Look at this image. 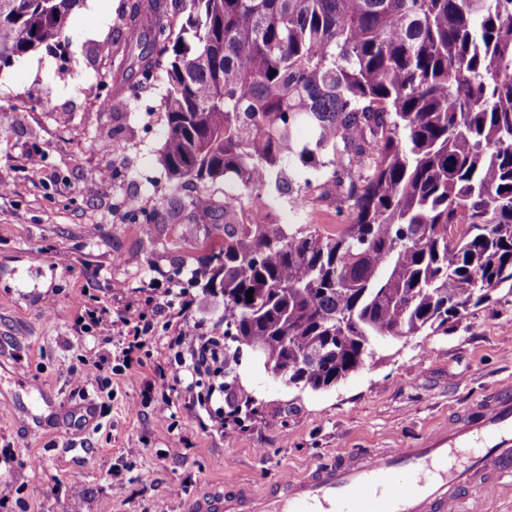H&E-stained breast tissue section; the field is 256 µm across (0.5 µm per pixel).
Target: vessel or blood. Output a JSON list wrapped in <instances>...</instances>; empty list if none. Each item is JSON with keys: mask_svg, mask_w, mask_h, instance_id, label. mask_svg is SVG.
Wrapping results in <instances>:
<instances>
[{"mask_svg": "<svg viewBox=\"0 0 512 512\" xmlns=\"http://www.w3.org/2000/svg\"><path fill=\"white\" fill-rule=\"evenodd\" d=\"M405 472L408 484L395 488ZM512 476V389L466 406L448 427L407 448L354 450L283 478L260 495L237 490L196 499L190 512H456L467 491Z\"/></svg>", "mask_w": 512, "mask_h": 512, "instance_id": "b4317fda", "label": "vessel or blood"}]
</instances>
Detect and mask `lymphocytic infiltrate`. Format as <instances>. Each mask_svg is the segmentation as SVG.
Segmentation results:
<instances>
[{"label": "lymphocytic infiltrate", "mask_w": 512, "mask_h": 512, "mask_svg": "<svg viewBox=\"0 0 512 512\" xmlns=\"http://www.w3.org/2000/svg\"><path fill=\"white\" fill-rule=\"evenodd\" d=\"M142 292V298L128 302L119 315L113 314L111 306L105 304L86 309L89 325L103 344L90 363L91 372L98 375L117 373L130 383H139L135 368L143 362L148 339L158 326L174 325L178 331L172 344L177 349L179 368L170 375L159 364L155 372L158 378L168 377L174 385L192 389L203 363L223 361V344L219 338L204 334L187 320L186 312L194 301L186 292L160 287L155 277L144 282ZM116 336L121 337L122 346L114 352L110 344Z\"/></svg>", "instance_id": "f902f5d3"}]
</instances>
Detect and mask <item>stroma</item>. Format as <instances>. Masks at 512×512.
Listing matches in <instances>:
<instances>
[{
	"label": "stroma",
	"mask_w": 512,
	"mask_h": 512,
	"mask_svg": "<svg viewBox=\"0 0 512 512\" xmlns=\"http://www.w3.org/2000/svg\"><path fill=\"white\" fill-rule=\"evenodd\" d=\"M133 0H83L55 52H29L0 69V398L43 390L67 404L91 402V419L44 425L23 412L0 413V512H187L190 501L248 486L262 490L285 472L364 448L413 444L453 420L493 388L512 384V289L449 323L378 342L375 355L335 387L286 386L241 348L233 367L238 399L252 398L234 439L216 426L225 397L197 387L174 393L155 383L154 363L177 364L167 344L175 329L150 338L140 372L151 387L90 374L98 338L82 329L83 305L113 311L139 299L153 272L176 276L202 266L212 241L177 203L185 196L161 162L165 86L152 79L130 93L124 32ZM47 99L49 110L36 109ZM41 154L32 173L30 155ZM105 167L108 179H90ZM157 210L162 223L143 230L127 203ZM253 205L275 224L337 229L329 202L293 199L267 185ZM186 291L190 322L224 334V299L203 281ZM210 395L197 405L194 395ZM180 456H173V449Z\"/></svg>",
	"instance_id": "obj_1"
}]
</instances>
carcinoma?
I'll return each mask as SVG.
<instances>
[{
	"instance_id": "obj_1",
	"label": "carcinoma",
	"mask_w": 512,
	"mask_h": 512,
	"mask_svg": "<svg viewBox=\"0 0 512 512\" xmlns=\"http://www.w3.org/2000/svg\"><path fill=\"white\" fill-rule=\"evenodd\" d=\"M80 2L0 0V66L58 48ZM127 28L134 75L167 83L163 166L222 233L224 360L327 389L512 283V0H146ZM294 164L341 230L234 225L200 189Z\"/></svg>"
}]
</instances>
